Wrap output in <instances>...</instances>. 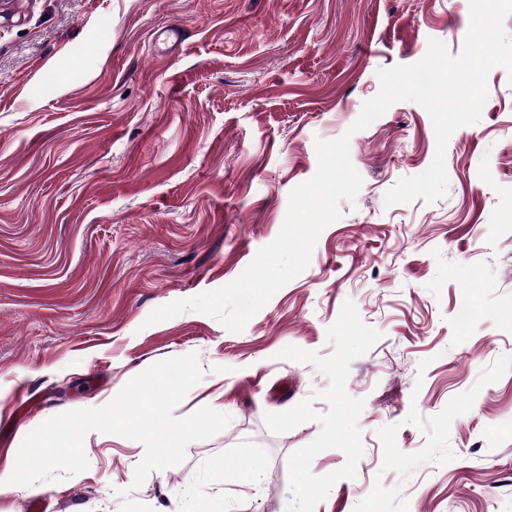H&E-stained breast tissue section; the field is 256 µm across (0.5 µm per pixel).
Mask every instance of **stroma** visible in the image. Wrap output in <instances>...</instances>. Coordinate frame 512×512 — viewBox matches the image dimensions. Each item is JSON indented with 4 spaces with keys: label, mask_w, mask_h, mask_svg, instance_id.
Masks as SVG:
<instances>
[{
    "label": "stroma",
    "mask_w": 512,
    "mask_h": 512,
    "mask_svg": "<svg viewBox=\"0 0 512 512\" xmlns=\"http://www.w3.org/2000/svg\"><path fill=\"white\" fill-rule=\"evenodd\" d=\"M469 0H0V469L50 417L198 354L174 414L229 424L133 487L145 454L98 431L79 479L0 512H512V76L445 151V198L385 206L427 169L425 109L350 140L363 178L307 269L246 324L149 313L235 281L291 191ZM181 40H174L173 31ZM258 459L256 483L220 470Z\"/></svg>",
    "instance_id": "35a3bbf8"
}]
</instances>
